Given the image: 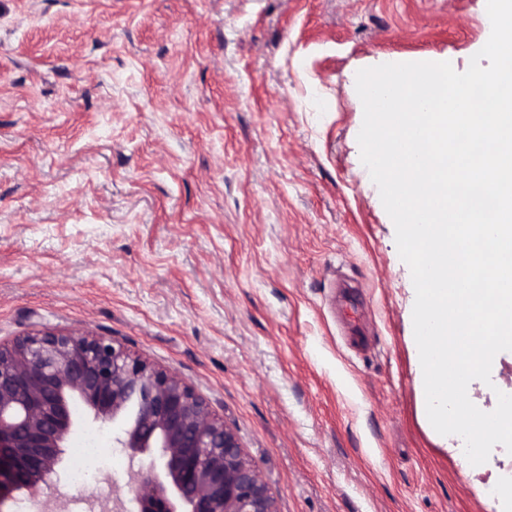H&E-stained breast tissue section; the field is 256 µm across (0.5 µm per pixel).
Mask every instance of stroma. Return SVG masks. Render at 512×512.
<instances>
[{
	"mask_svg": "<svg viewBox=\"0 0 512 512\" xmlns=\"http://www.w3.org/2000/svg\"><path fill=\"white\" fill-rule=\"evenodd\" d=\"M486 0H0V341L85 330L237 433L278 512H505L431 426L360 69L487 42ZM360 288L349 350L330 304ZM512 395V351L481 410Z\"/></svg>",
	"mask_w": 512,
	"mask_h": 512,
	"instance_id": "stroma-1",
	"label": "stroma"
}]
</instances>
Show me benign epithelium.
I'll list each match as a JSON object with an SVG mask.
<instances>
[{"label":"benign epithelium","mask_w":512,"mask_h":512,"mask_svg":"<svg viewBox=\"0 0 512 512\" xmlns=\"http://www.w3.org/2000/svg\"><path fill=\"white\" fill-rule=\"evenodd\" d=\"M79 402L129 466L137 512H276L236 432L186 380L88 331L34 329L0 342V512L14 493L58 486Z\"/></svg>","instance_id":"1"}]
</instances>
